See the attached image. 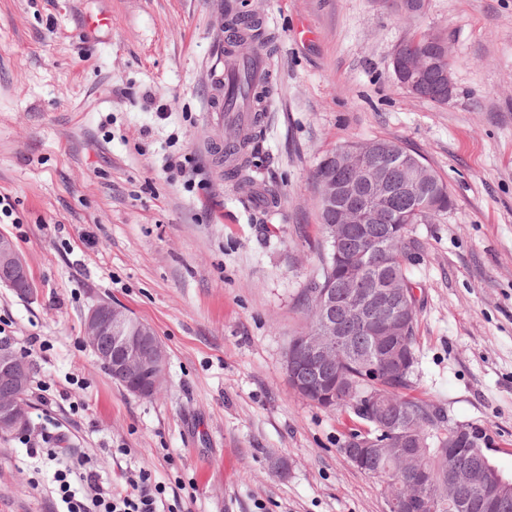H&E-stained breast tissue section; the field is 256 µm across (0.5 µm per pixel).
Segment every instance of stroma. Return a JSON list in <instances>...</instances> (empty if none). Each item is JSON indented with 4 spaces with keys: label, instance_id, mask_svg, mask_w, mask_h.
<instances>
[{
    "label": "stroma",
    "instance_id": "35a3bbf8",
    "mask_svg": "<svg viewBox=\"0 0 512 512\" xmlns=\"http://www.w3.org/2000/svg\"><path fill=\"white\" fill-rule=\"evenodd\" d=\"M274 34L273 104L227 177V7ZM443 31L456 94L397 81L395 49ZM398 141L453 201L417 224L414 393L484 429L512 479V0H0V223L34 299L0 285V334L35 368L31 426L0 433V512H62L54 467L30 458L61 431L102 482L149 473L191 512H387L343 448L358 423L293 393L283 373L320 265L314 170L340 145ZM194 159L201 184L176 166ZM108 300L164 344L154 399L114 383L85 336Z\"/></svg>",
    "mask_w": 512,
    "mask_h": 512
}]
</instances>
